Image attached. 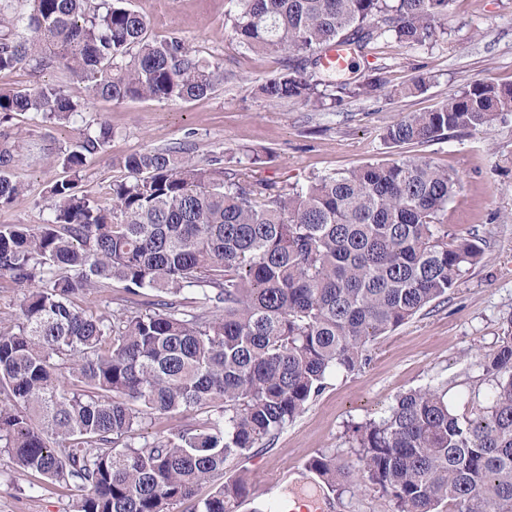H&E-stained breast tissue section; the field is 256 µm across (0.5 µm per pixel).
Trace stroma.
Returning <instances> with one entry per match:
<instances>
[{"instance_id": "35a3bbf8", "label": "stroma", "mask_w": 512, "mask_h": 512, "mask_svg": "<svg viewBox=\"0 0 512 512\" xmlns=\"http://www.w3.org/2000/svg\"><path fill=\"white\" fill-rule=\"evenodd\" d=\"M148 23L152 38L178 36L228 78L207 96L177 103L98 100L81 119L59 126L38 123L16 113L0 123L29 159L16 171L28 191L0 210V224H38L49 217L52 183L61 167L44 164L42 147L67 148L83 123L104 118L112 128L105 151L81 176L78 189L89 200L109 202L112 183L123 178L126 156L146 148H173L188 142L195 160L214 156L248 162L257 155L256 179L280 186L304 185L313 178L347 172L369 163H390L423 156L459 180L441 217L439 232L449 239L479 241L482 258L466 266L454 288L415 317L379 338L358 370L331 374L325 389L275 437L247 455L225 459L224 469L203 483L198 498L239 474L251 482L252 506L280 504L292 476L307 477L330 512H395L393 502L368 485L357 483L332 492L307 469L318 453L338 466L357 468L354 428L387 415L398 396L420 388L445 393L449 405L465 413L483 400L490 383L483 372L486 354L512 325V114L486 133L455 132L424 146L392 147L384 129L410 112H428L454 91L481 81L512 85V0H455L442 32L429 43L410 46L385 34L350 69L365 79L382 78L381 90L347 99L333 111L299 101H275L259 87L282 71L277 51L255 53L234 37L231 24L236 0H126ZM431 82L425 92L402 97L398 88L420 74ZM52 83L73 98L85 95L82 84L62 72L32 74L19 69L0 73V90ZM151 291L128 293L123 284L91 296L77 297V306L97 311L142 308L155 301ZM0 512H72L71 498L54 486L33 492L25 478L13 474L9 456L0 451Z\"/></svg>"}]
</instances>
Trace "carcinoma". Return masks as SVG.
Listing matches in <instances>:
<instances>
[{"label":"carcinoma","mask_w":512,"mask_h":512,"mask_svg":"<svg viewBox=\"0 0 512 512\" xmlns=\"http://www.w3.org/2000/svg\"><path fill=\"white\" fill-rule=\"evenodd\" d=\"M236 39L283 54L260 91L333 108L312 71L325 53H364L390 33L432 39L454 0H238ZM57 69L87 85L73 99L43 83L0 92V117L24 112L67 125L88 99L188 101L224 72L179 37L148 35L124 0H0V72ZM512 112V87L475 82L431 112L386 127L393 147L458 130L487 132ZM95 119L43 158L68 177L50 188L42 224H0V276L24 288L15 322L0 327V448L29 487L69 492L74 512H170L200 484L281 430L336 370L353 372L370 346L453 288L482 248L450 243L434 226L457 178L419 157L279 187L202 164L190 149L124 159L112 203L78 194L81 174L111 140ZM20 145L0 135V209L28 190L14 170ZM159 293L150 308L88 312L73 298L112 281ZM191 292L192 298L184 296ZM491 388L466 415L434 389L409 391L389 415L356 427L364 482L396 512H512V333L484 364ZM198 423L138 441L139 426L184 412ZM307 468L341 491L350 472L330 456ZM244 477L223 482L195 512H234Z\"/></svg>","instance_id":"carcinoma-1"}]
</instances>
